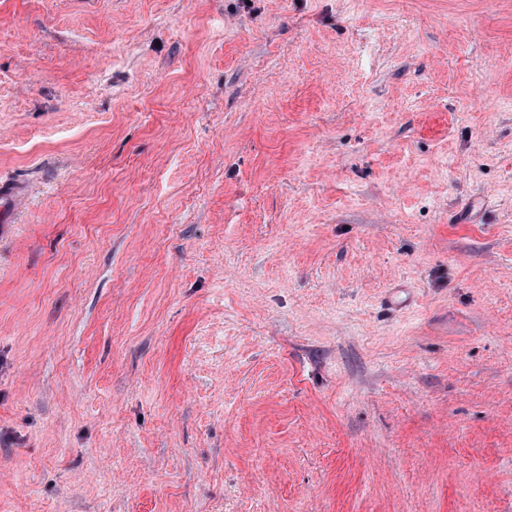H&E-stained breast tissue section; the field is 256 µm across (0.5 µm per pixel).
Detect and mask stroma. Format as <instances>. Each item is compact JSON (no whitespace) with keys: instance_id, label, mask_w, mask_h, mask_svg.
<instances>
[{"instance_id":"35a3bbf8","label":"stroma","mask_w":512,"mask_h":512,"mask_svg":"<svg viewBox=\"0 0 512 512\" xmlns=\"http://www.w3.org/2000/svg\"><path fill=\"white\" fill-rule=\"evenodd\" d=\"M0 512H512V0H0Z\"/></svg>"}]
</instances>
